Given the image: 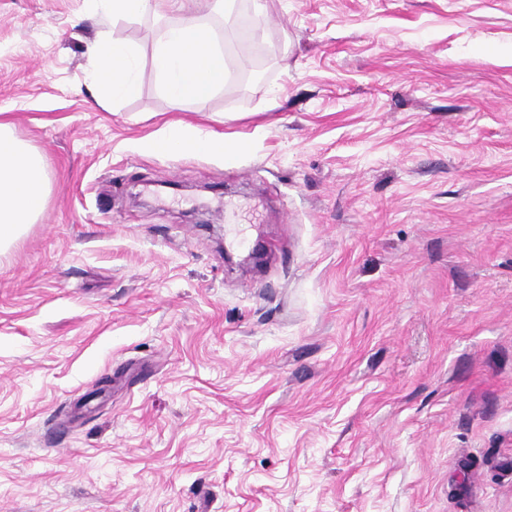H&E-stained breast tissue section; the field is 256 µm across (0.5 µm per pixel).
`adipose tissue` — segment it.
Returning <instances> with one entry per match:
<instances>
[{"label": "adipose tissue", "instance_id": "1", "mask_svg": "<svg viewBox=\"0 0 512 512\" xmlns=\"http://www.w3.org/2000/svg\"><path fill=\"white\" fill-rule=\"evenodd\" d=\"M96 61V86L120 99L137 90L139 55L126 43L106 34L88 49ZM152 62L165 94L177 104L202 100L223 88L228 62L212 32L193 16L165 30L152 52ZM151 149L191 150L223 155L232 148L223 138L200 129L172 124L151 142ZM49 177L42 156L0 123V249L17 240L26 225L42 213Z\"/></svg>", "mask_w": 512, "mask_h": 512}]
</instances>
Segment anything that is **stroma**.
<instances>
[{
	"mask_svg": "<svg viewBox=\"0 0 512 512\" xmlns=\"http://www.w3.org/2000/svg\"><path fill=\"white\" fill-rule=\"evenodd\" d=\"M263 4L195 9L230 74L176 106L182 11L0 0L50 178L0 251V512H512V0ZM88 53L97 63L94 83L112 95L113 101L136 92L139 55L133 47L105 34L89 47ZM154 150L176 152L191 150L201 154L224 155L232 149L231 143L223 137L215 136L201 129L185 130L181 126L171 124L166 133L149 143Z\"/></svg>",
	"mask_w": 512,
	"mask_h": 512,
	"instance_id": "obj_1",
	"label": "stroma"
}]
</instances>
